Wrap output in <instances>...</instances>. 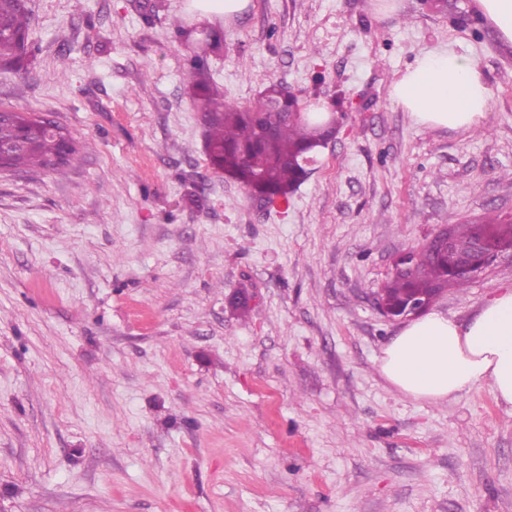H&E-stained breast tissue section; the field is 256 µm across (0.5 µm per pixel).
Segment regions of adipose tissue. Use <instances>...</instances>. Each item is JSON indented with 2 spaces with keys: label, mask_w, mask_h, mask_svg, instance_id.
<instances>
[{
  "label": "adipose tissue",
  "mask_w": 512,
  "mask_h": 512,
  "mask_svg": "<svg viewBox=\"0 0 512 512\" xmlns=\"http://www.w3.org/2000/svg\"><path fill=\"white\" fill-rule=\"evenodd\" d=\"M490 96L481 67L445 47L421 54L390 91L419 125L456 131L484 122ZM378 371L416 400L434 403L487 382L498 400L512 404V287L467 324L437 311L409 322L384 347Z\"/></svg>",
  "instance_id": "adipose-tissue-1"
}]
</instances>
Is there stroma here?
<instances>
[{"label":"stroma","mask_w":512,"mask_h":512,"mask_svg":"<svg viewBox=\"0 0 512 512\" xmlns=\"http://www.w3.org/2000/svg\"><path fill=\"white\" fill-rule=\"evenodd\" d=\"M0 109L51 116L64 175L0 172V512H512V405L437 403L378 359L375 294L440 225L512 220V47L475 0H250L209 59L256 107L270 81L337 111L288 202L214 170L172 18L186 0H28ZM476 57L484 124L390 98L422 53ZM512 258L435 303L466 323ZM248 299L240 316L237 297Z\"/></svg>","instance_id":"stroma-1"}]
</instances>
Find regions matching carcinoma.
Listing matches in <instances>:
<instances>
[{
    "label": "carcinoma",
    "mask_w": 512,
    "mask_h": 512,
    "mask_svg": "<svg viewBox=\"0 0 512 512\" xmlns=\"http://www.w3.org/2000/svg\"><path fill=\"white\" fill-rule=\"evenodd\" d=\"M30 13L25 0H0V60L20 70L32 54L28 43ZM184 80L193 99L202 104L204 148L215 169L255 190L269 204L288 193L307 175L304 163L335 129L296 115L303 104L290 96L280 83L271 81L261 100L276 107L274 112L250 110L221 98L210 76L207 58L187 57ZM41 117L22 111L0 110V145L19 148L4 158V167L22 166L61 174L75 151L69 134ZM452 251L429 241L419 251L415 269L393 273L380 288L379 297L396 307L405 306L417 288L428 290L427 302H435L451 285L463 288L470 280L452 271L448 255L476 259L480 241L493 249L512 247L510 224H455L451 227Z\"/></svg>",
    "instance_id": "carcinoma-1"
}]
</instances>
